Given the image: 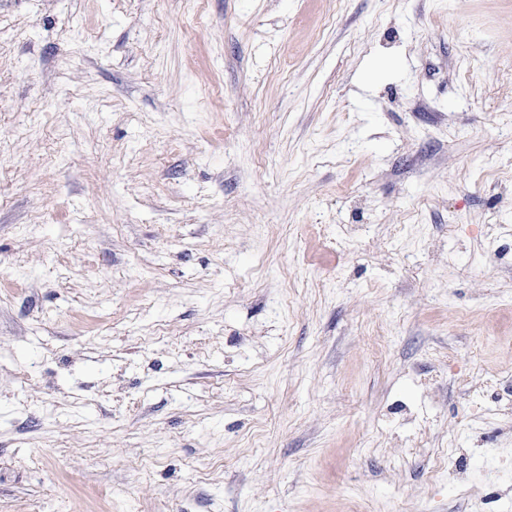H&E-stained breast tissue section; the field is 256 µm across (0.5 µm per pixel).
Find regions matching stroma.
Here are the masks:
<instances>
[{"label": "stroma", "instance_id": "1", "mask_svg": "<svg viewBox=\"0 0 512 512\" xmlns=\"http://www.w3.org/2000/svg\"><path fill=\"white\" fill-rule=\"evenodd\" d=\"M0 512H512V0H0Z\"/></svg>", "mask_w": 512, "mask_h": 512}]
</instances>
